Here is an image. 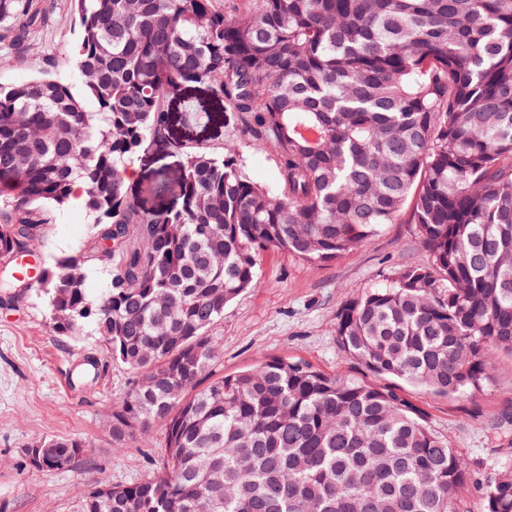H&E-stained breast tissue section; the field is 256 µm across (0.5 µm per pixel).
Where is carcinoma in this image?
<instances>
[{
    "label": "carcinoma",
    "instance_id": "carcinoma-1",
    "mask_svg": "<svg viewBox=\"0 0 512 512\" xmlns=\"http://www.w3.org/2000/svg\"><path fill=\"white\" fill-rule=\"evenodd\" d=\"M0 0L19 49L44 12ZM74 78L0 88V256H34L80 184L99 246L39 271L53 327H90L139 377L112 438L166 428L161 472L102 484L78 512H459L471 472L390 386L274 358L206 386L224 307L260 258L336 261L404 216L425 264L347 300L342 352L442 395L490 380L512 353V0H74ZM198 88L239 140L272 148V188L215 153L172 105ZM172 157L155 212L132 162ZM110 268L98 298L86 265ZM75 467L84 445L46 441ZM512 512V463L483 493Z\"/></svg>",
    "mask_w": 512,
    "mask_h": 512
}]
</instances>
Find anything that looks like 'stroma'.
<instances>
[{"label":"stroma","mask_w":512,"mask_h":512,"mask_svg":"<svg viewBox=\"0 0 512 512\" xmlns=\"http://www.w3.org/2000/svg\"><path fill=\"white\" fill-rule=\"evenodd\" d=\"M33 6L45 10L50 22L32 32L22 48L0 47V86L34 77L29 60L37 54L55 58L54 76L72 74L78 20L71 0H33ZM174 167L169 157L133 166L130 181L144 206L173 202L176 180L162 188L156 174ZM94 243L91 216L73 204L57 212L41 260L49 264L62 255L86 254ZM427 260L414 225L402 220L331 263L314 265L281 252L264 255L260 286L237 296L209 331L216 340L214 372L227 375L291 357L329 374L383 384V377L341 352L336 314L348 299L384 284L402 266ZM89 355L104 364L90 390L71 380ZM135 380V373L113 360L94 332L58 335L39 292L28 291L13 306L0 305V512H77L81 499L98 484L134 483L156 475L166 453L161 424L145 433L132 431L119 445L112 440V414ZM396 387L465 458L472 482L459 498L464 512H483L482 486L512 461V432L498 427L502 417H512V356L495 353L490 382L473 396H437L401 381ZM60 437L85 446L75 468L46 473L29 467L26 448Z\"/></svg>","instance_id":"35a3bbf8"}]
</instances>
